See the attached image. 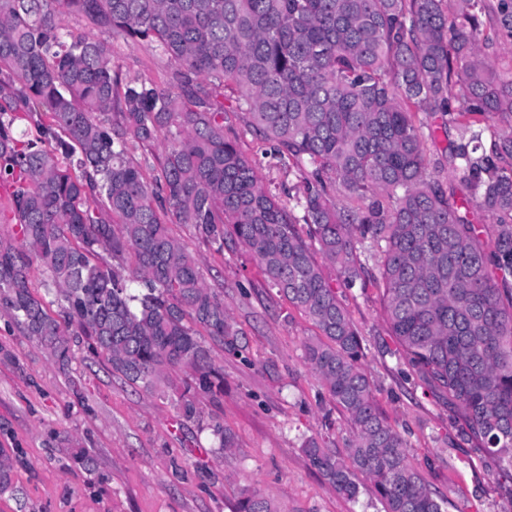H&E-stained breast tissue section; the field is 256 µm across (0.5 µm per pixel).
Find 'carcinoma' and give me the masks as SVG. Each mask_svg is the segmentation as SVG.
I'll use <instances>...</instances> for the list:
<instances>
[{
    "mask_svg": "<svg viewBox=\"0 0 512 512\" xmlns=\"http://www.w3.org/2000/svg\"><path fill=\"white\" fill-rule=\"evenodd\" d=\"M62 5L102 36L64 28ZM115 38L167 57V84L122 76ZM500 40L512 0H0V219L15 225L0 237V314L63 367L85 342L134 386L191 369L178 414L199 419L190 391L224 394L205 337L241 345L170 235L191 224L219 253L244 248L317 328L305 362L353 430L344 456L304 441L319 474L351 501L366 474L384 512H445L376 403L336 292L374 277L409 365L512 480V129L489 132L512 117V76L481 50ZM236 119L296 169L293 204L261 183ZM441 134L456 185L430 170ZM131 140L162 153L135 161ZM35 266L55 312L30 289ZM239 512L277 510L252 491Z\"/></svg>",
    "mask_w": 512,
    "mask_h": 512,
    "instance_id": "obj_1",
    "label": "carcinoma"
}]
</instances>
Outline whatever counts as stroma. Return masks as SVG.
Instances as JSON below:
<instances>
[{
    "label": "stroma",
    "instance_id": "obj_1",
    "mask_svg": "<svg viewBox=\"0 0 512 512\" xmlns=\"http://www.w3.org/2000/svg\"><path fill=\"white\" fill-rule=\"evenodd\" d=\"M113 57L123 76L165 82L167 58L120 39ZM172 235L192 253L209 287L217 289L242 349L212 344L224 372L219 402L197 394V420L177 414L188 370L146 390L112 376L103 357L80 347L69 369L49 349L0 317V448L21 494H0V512H236L243 491L258 492L278 512H383L371 479L357 474L361 495L337 494L302 451L317 436L345 454L347 419L302 357L316 335L309 318L269 288L261 267L244 249L217 253L188 224ZM337 294L359 328L362 363L388 422L401 432L413 466L447 512H512L501 494L493 458L460 440L446 400L422 384L391 336L380 288H341ZM218 420L235 445L220 447L209 424ZM84 448L94 471L75 466Z\"/></svg>",
    "mask_w": 512,
    "mask_h": 512
}]
</instances>
